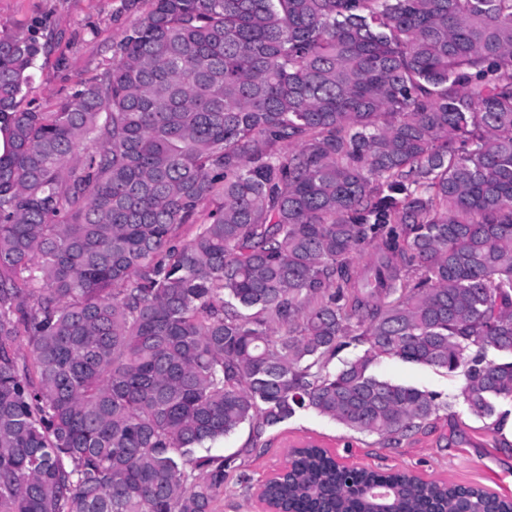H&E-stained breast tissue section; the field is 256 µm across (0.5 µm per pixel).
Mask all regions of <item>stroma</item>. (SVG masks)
<instances>
[{"label":"stroma","instance_id":"1","mask_svg":"<svg viewBox=\"0 0 512 512\" xmlns=\"http://www.w3.org/2000/svg\"><path fill=\"white\" fill-rule=\"evenodd\" d=\"M149 0H0V35H34L47 49L36 62L34 92L22 108L45 112L112 63V51ZM381 378L437 394L442 407L419 433L387 447L377 436L356 433L311 410L298 411L268 430L267 448L245 467L230 471L214 512H256L262 481L295 447L313 442L349 466L404 471L449 484L479 486L512 498V426L489 430L460 397L461 373L383 358L373 367Z\"/></svg>","mask_w":512,"mask_h":512}]
</instances>
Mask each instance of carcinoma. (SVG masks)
I'll return each instance as SVG.
<instances>
[{
	"mask_svg": "<svg viewBox=\"0 0 512 512\" xmlns=\"http://www.w3.org/2000/svg\"><path fill=\"white\" fill-rule=\"evenodd\" d=\"M45 48L0 36V512H213L231 462L198 450L247 423L243 465L302 409L398 446L440 404L382 358L461 371L500 423L512 0H151L98 78L21 110ZM372 489L454 512L315 445L267 485L293 512Z\"/></svg>",
	"mask_w": 512,
	"mask_h": 512,
	"instance_id": "carcinoma-1",
	"label": "carcinoma"
}]
</instances>
